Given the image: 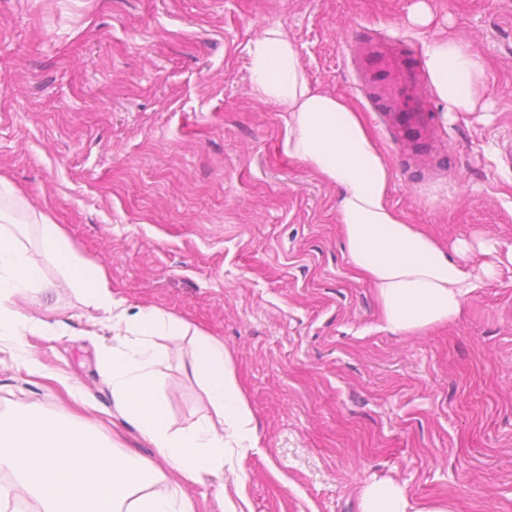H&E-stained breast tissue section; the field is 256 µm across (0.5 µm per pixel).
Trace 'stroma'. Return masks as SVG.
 Returning <instances> with one entry per match:
<instances>
[{
    "label": "stroma",
    "instance_id": "35a3bbf8",
    "mask_svg": "<svg viewBox=\"0 0 512 512\" xmlns=\"http://www.w3.org/2000/svg\"><path fill=\"white\" fill-rule=\"evenodd\" d=\"M431 21L408 15L417 2ZM271 27L313 87L348 98L392 172L390 202L444 248L490 243L497 278L448 324L382 327L342 250L338 190L281 150L286 115L256 97L248 47ZM424 65L449 34L485 62L488 111L436 95L406 127L362 83L363 34ZM0 178L103 264L127 306L223 340L260 446L224 466L199 512H360L375 482L448 512H512V0H0ZM36 369L0 351V413L67 414L59 379L112 405L97 312L44 268ZM176 420L207 411L188 339L166 342Z\"/></svg>",
    "mask_w": 512,
    "mask_h": 512
}]
</instances>
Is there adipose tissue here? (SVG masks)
<instances>
[{
  "label": "adipose tissue",
  "instance_id": "obj_1",
  "mask_svg": "<svg viewBox=\"0 0 512 512\" xmlns=\"http://www.w3.org/2000/svg\"><path fill=\"white\" fill-rule=\"evenodd\" d=\"M253 93L288 118L281 148L336 185L344 251L353 269L376 291L386 329L422 333L457 318L466 298L496 277L494 264L473 263L469 247L443 249L388 201L392 174L359 112L343 97L324 93L307 79L299 55L280 29L264 31L248 49ZM430 86L449 111L472 112L483 97L479 52L451 36L423 43ZM0 212V347L33 362L27 335L55 336V324L32 314L47 293L43 267H60L63 286L100 313L90 333L107 330L101 376L112 411L154 448L156 460L97 444L86 424L38 412L0 414V512H17L14 487L36 502L38 512H197L186 485L214 477L223 496L228 449L258 447L248 400L239 387L223 341L190 331L156 308L130 310L112 292L104 265L80 257L64 229L39 216L38 254L21 246ZM192 335V373L207 412L178 425L159 392L162 339ZM361 512H443L413 505L390 482L367 486Z\"/></svg>",
  "mask_w": 512,
  "mask_h": 512
}]
</instances>
